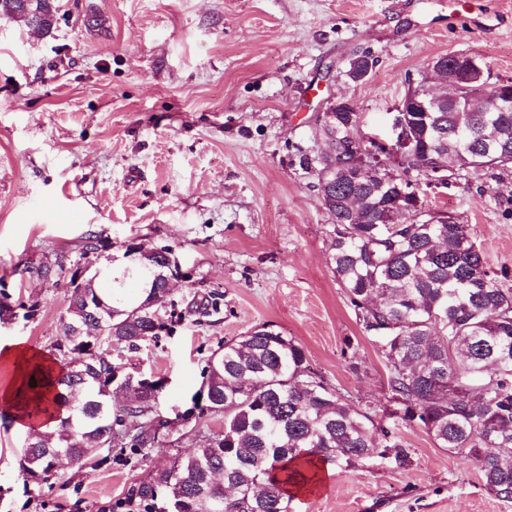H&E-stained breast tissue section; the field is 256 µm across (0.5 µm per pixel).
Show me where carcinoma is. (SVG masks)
Instances as JSON below:
<instances>
[{"instance_id": "cac0c4a2", "label": "carcinoma", "mask_w": 512, "mask_h": 512, "mask_svg": "<svg viewBox=\"0 0 512 512\" xmlns=\"http://www.w3.org/2000/svg\"><path fill=\"white\" fill-rule=\"evenodd\" d=\"M54 0H0V16L44 34L56 21ZM393 182L373 159L346 174L351 136L361 114L338 112L319 125L329 152L300 155L315 173L336 166L322 202L333 217L331 261L336 281L364 332L387 328L381 351L395 415L423 427L440 448L472 462L485 492L512 502V288L491 274L469 239L468 225L446 215L424 223L397 213L400 191L436 186L462 171L512 168V112H408ZM105 247L89 234L71 272L63 335L55 345L61 376L58 405L68 416L49 433L25 439L20 468L38 484L62 456L82 462L116 438L130 447L159 443L153 416L161 379L132 378L135 400L112 402L114 358L164 328L157 297L162 255L131 247L137 264L113 274L91 256ZM210 414L224 430L173 468L150 475L132 496L146 512L160 492L181 497L189 512H288L290 489L312 482L319 466L347 470L358 462L408 464L391 430L353 408L314 370L302 347L256 326L224 343L203 370Z\"/></svg>"}]
</instances>
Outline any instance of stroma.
I'll list each match as a JSON object with an SVG mask.
<instances>
[{
	"label": "stroma",
	"instance_id": "stroma-1",
	"mask_svg": "<svg viewBox=\"0 0 512 512\" xmlns=\"http://www.w3.org/2000/svg\"><path fill=\"white\" fill-rule=\"evenodd\" d=\"M470 2L453 20L448 0H55L47 34L0 19V293L37 306L0 323V340L54 356L88 232L107 244L102 264L132 246H170L185 274L163 313L171 329L121 355L166 379L155 416L193 408L212 353L270 324L411 457L405 468L326 467L288 512H512L474 465L391 419L380 344L336 280L333 219L299 164L320 151L314 117L333 101H351L364 132L385 137L409 85L440 56L474 54L491 81L512 79V0ZM361 55L372 67L356 82L347 70ZM428 199L467 225L512 288V170L451 178ZM28 263L52 278L21 279ZM196 304L207 312L185 318ZM222 428L206 415L191 434L102 448L32 484L19 469L27 432L0 411V512H124L135 484Z\"/></svg>",
	"mask_w": 512,
	"mask_h": 512
}]
</instances>
